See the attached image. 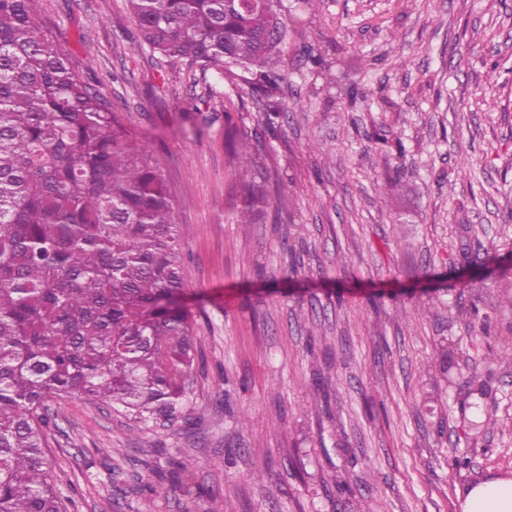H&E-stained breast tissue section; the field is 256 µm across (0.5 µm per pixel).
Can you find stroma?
<instances>
[{
    "label": "stroma",
    "mask_w": 512,
    "mask_h": 512,
    "mask_svg": "<svg viewBox=\"0 0 512 512\" xmlns=\"http://www.w3.org/2000/svg\"><path fill=\"white\" fill-rule=\"evenodd\" d=\"M276 7L285 117L269 129L240 80L131 52L126 0L41 2L171 189L194 318L174 415L50 401L54 478L75 512H208L214 497L224 512H462L474 482L512 479V268L480 280L460 263L468 225L473 257L512 252V0ZM244 147L287 193L258 224L232 211ZM474 305L488 330L459 317ZM473 371L493 376L494 423L471 436ZM187 455L192 479L170 478Z\"/></svg>",
    "instance_id": "1"
}]
</instances>
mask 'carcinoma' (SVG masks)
<instances>
[{
    "instance_id": "cac0c4a2",
    "label": "carcinoma",
    "mask_w": 512,
    "mask_h": 512,
    "mask_svg": "<svg viewBox=\"0 0 512 512\" xmlns=\"http://www.w3.org/2000/svg\"><path fill=\"white\" fill-rule=\"evenodd\" d=\"M41 0H0V512H67L45 427L72 395L143 418L181 405L195 348L170 187L97 86L39 24ZM149 47L234 75L274 125L286 30L273 0H127ZM237 223L281 200L234 154ZM491 388L469 377L467 396Z\"/></svg>"
}]
</instances>
